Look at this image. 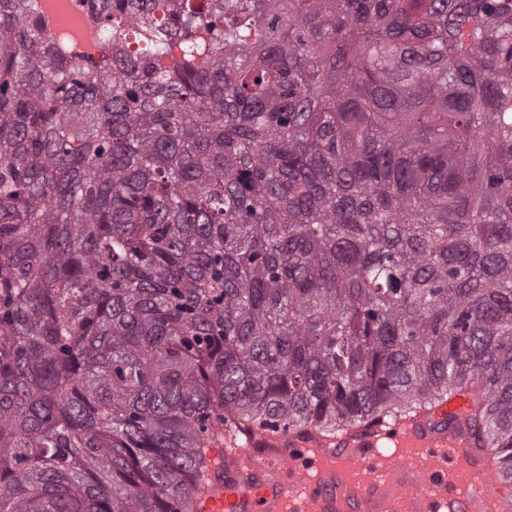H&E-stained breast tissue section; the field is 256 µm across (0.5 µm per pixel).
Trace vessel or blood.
Returning a JSON list of instances; mask_svg holds the SVG:
<instances>
[{
    "label": "vessel or blood",
    "mask_w": 512,
    "mask_h": 512,
    "mask_svg": "<svg viewBox=\"0 0 512 512\" xmlns=\"http://www.w3.org/2000/svg\"><path fill=\"white\" fill-rule=\"evenodd\" d=\"M469 389L411 416L302 441L260 438L242 454L215 442L191 512H512V482L468 432Z\"/></svg>",
    "instance_id": "1"
}]
</instances>
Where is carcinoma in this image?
Listing matches in <instances>:
<instances>
[{
    "label": "carcinoma",
    "mask_w": 512,
    "mask_h": 512,
    "mask_svg": "<svg viewBox=\"0 0 512 512\" xmlns=\"http://www.w3.org/2000/svg\"><path fill=\"white\" fill-rule=\"evenodd\" d=\"M0 0V512H190L207 450L482 383L512 476V0ZM40 4L49 31L65 37L72 53L83 56L96 52V43L87 34L90 25L77 0H40ZM61 14H68L73 19L70 27L60 25Z\"/></svg>",
    "instance_id": "1"
}]
</instances>
